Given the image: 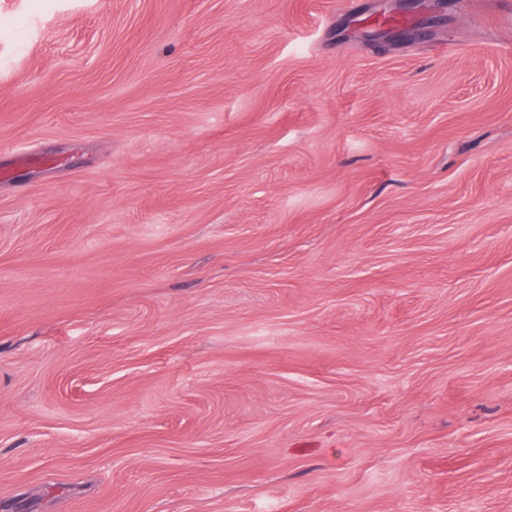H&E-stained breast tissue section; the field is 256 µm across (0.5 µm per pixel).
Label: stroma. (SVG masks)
I'll list each match as a JSON object with an SVG mask.
<instances>
[{
	"mask_svg": "<svg viewBox=\"0 0 512 512\" xmlns=\"http://www.w3.org/2000/svg\"><path fill=\"white\" fill-rule=\"evenodd\" d=\"M0 512H512V0H0Z\"/></svg>",
	"mask_w": 512,
	"mask_h": 512,
	"instance_id": "obj_1",
	"label": "stroma"
}]
</instances>
